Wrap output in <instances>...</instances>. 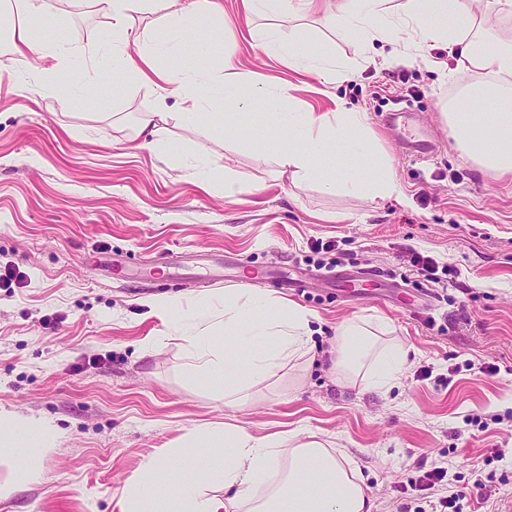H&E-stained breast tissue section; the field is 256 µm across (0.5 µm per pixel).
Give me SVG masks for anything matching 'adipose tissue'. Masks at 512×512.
<instances>
[{
    "mask_svg": "<svg viewBox=\"0 0 512 512\" xmlns=\"http://www.w3.org/2000/svg\"><path fill=\"white\" fill-rule=\"evenodd\" d=\"M112 20V72L127 81L170 88L182 99L180 127L196 132L202 110L211 105L203 93L206 76L194 69L164 71L159 57L173 51L186 31L219 15L220 0H89ZM18 14L0 32V70L6 61L35 65L49 90L68 94L54 82L62 59L36 34L47 0H17ZM245 20L267 19L259 35L262 51L295 72L315 74L331 85L346 78L348 66L308 54L301 36H283L279 20L302 13L319 14L322 24L359 46L374 41L398 53L426 57L442 43L467 80L447 105L445 117L460 155L499 177L512 175V34L502 32L512 20V0H241ZM160 24L150 52H128L138 40L131 22L141 14ZM224 109L254 114L255 131L282 133L277 172L298 184L316 183L328 193L346 192L385 199L398 191L389 159L370 143L364 113L342 109L309 112L297 106L288 87L253 79L225 63ZM160 318H176L169 333L188 358L190 376L224 381V402L244 403L249 391L275 377L313 350V315L293 301L258 288H228L220 316L211 317L201 301L172 296L150 300ZM408 365V353L385 343L367 322L348 319L336 329L332 370L344 384L361 383L378 390L390 386ZM0 425L17 429V447L30 474H37L39 449L52 447L56 431L34 419L0 410ZM219 443L224 465L210 479L218 492L177 478L157 484L160 459L148 460L139 479L118 497L117 512H372L373 501L348 455L315 433L279 430L257 436L230 422H207L182 435L169 453L181 464L199 467L195 448Z\"/></svg>",
    "mask_w": 512,
    "mask_h": 512,
    "instance_id": "1",
    "label": "adipose tissue"
}]
</instances>
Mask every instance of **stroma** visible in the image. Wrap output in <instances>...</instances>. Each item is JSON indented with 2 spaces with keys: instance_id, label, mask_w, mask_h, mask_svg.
I'll list each match as a JSON object with an SVG mask.
<instances>
[{
  "instance_id": "1",
  "label": "stroma",
  "mask_w": 512,
  "mask_h": 512,
  "mask_svg": "<svg viewBox=\"0 0 512 512\" xmlns=\"http://www.w3.org/2000/svg\"><path fill=\"white\" fill-rule=\"evenodd\" d=\"M206 41L162 57L178 70L219 74L225 58L258 80L288 84L301 108L366 113L390 157L398 195L385 200L295 185L276 175L254 116L204 114L194 135L168 124V153L139 147L141 113H174L170 90L130 83L112 91V22L84 0H52L38 23L67 58L73 101L48 93L20 64L0 75V408L52 425L56 444L31 478L0 447V512H113L112 498L144 462L203 422L237 421L254 435L314 431L359 467L374 512H417L462 491V512H496L512 499V178L461 157L441 115L461 91L455 62L433 46V65L385 64L391 45L347 79L322 85L265 56L221 0ZM305 50L352 62L357 46L319 32ZM95 46L87 63L82 48ZM409 101L433 141L428 160L405 155L385 115ZM122 113L113 121V113ZM208 169L234 172L241 192L205 187ZM420 253L450 270L431 283ZM259 274L300 281L288 300L310 310L315 357L229 408L218 380L186 378L184 350L152 296H224ZM384 320L410 367L386 390L338 383L330 372L336 326ZM448 482L421 495L425 467Z\"/></svg>"
}]
</instances>
